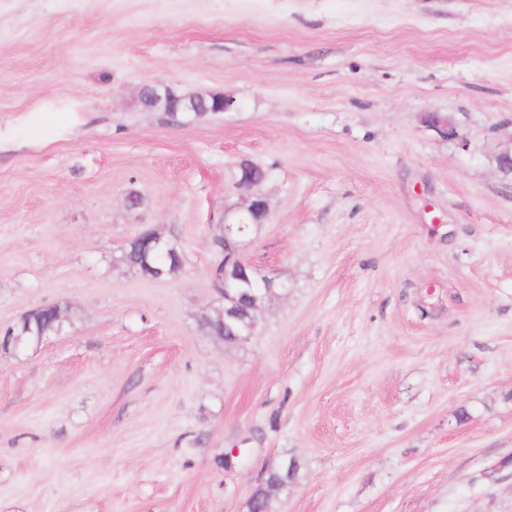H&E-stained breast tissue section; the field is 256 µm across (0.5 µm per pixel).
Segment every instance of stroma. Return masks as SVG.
Segmentation results:
<instances>
[{
	"mask_svg": "<svg viewBox=\"0 0 512 512\" xmlns=\"http://www.w3.org/2000/svg\"><path fill=\"white\" fill-rule=\"evenodd\" d=\"M510 150L512 0H0V332L64 313L0 348V512H248L290 459L271 512H512ZM244 159L283 286L228 344ZM172 91H173V89L167 84L153 83V84L144 86L140 90V98L146 94L151 95L153 97V99L156 100L157 103L163 104V102L165 101L164 105L168 109H170L171 112H175V113L182 112L183 114L188 115V114H191V112H198L193 109L181 108L179 106L172 107L171 106ZM270 176L269 169L259 167L254 172V178L256 181H262L264 178ZM255 180L241 179L238 182V187L246 189L248 193V199L245 206L235 211L224 210L222 222L218 224L224 225V238L218 236L217 244L215 245L216 251L224 252V240L230 241L229 236L235 233H243L245 231V223L242 219L244 213H248L251 218L257 213L264 214L265 217L268 215V204L265 197L254 191V188L258 185ZM138 237H145L147 242L144 247L145 257H147L151 253H168L172 258V267L166 273L168 275H172V273H177L183 266V257L181 254L177 252L175 247H172L169 240H166L155 234L154 232H150L145 235H139ZM137 237V238H138ZM134 240L129 244L125 254L124 260L126 264L137 271H139L144 277L149 279H155L159 273V269H167L165 257L162 255H153L149 257L150 266H148L144 261V256L140 254L138 250L133 248ZM164 272L160 271L158 277L162 276ZM223 311L218 314L213 315H203L200 317V325L203 329H205L208 333L224 340V341H232V336L229 334V331L224 326V320L222 316L226 317L229 320L239 319L237 311L235 308H223ZM54 319L55 322L58 323V328L56 330L58 335L61 332L63 321V316L59 308L55 312ZM55 322L52 321L49 312L42 309L37 313L30 314L25 321H21L20 319L19 323L16 326L8 328V331L4 335H9L11 331H14L15 334H22L27 326H29L31 332L24 333L23 336L27 337V342H35L37 341L36 335L38 332L52 334L53 330L57 327V323Z\"/></svg>",
	"mask_w": 512,
	"mask_h": 512,
	"instance_id": "35a3bbf8",
	"label": "stroma"
}]
</instances>
